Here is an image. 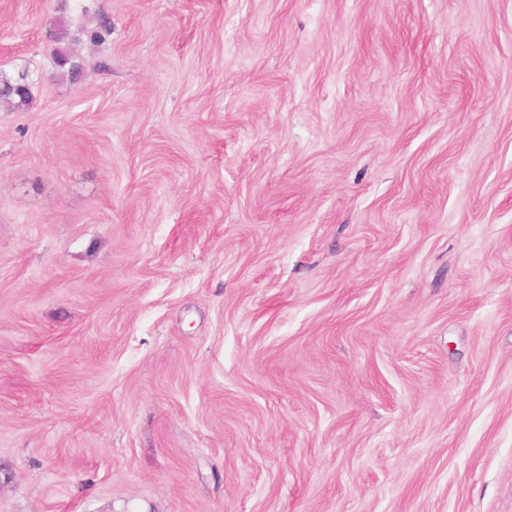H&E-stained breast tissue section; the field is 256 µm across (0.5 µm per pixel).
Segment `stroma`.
<instances>
[{"mask_svg":"<svg viewBox=\"0 0 512 512\" xmlns=\"http://www.w3.org/2000/svg\"><path fill=\"white\" fill-rule=\"evenodd\" d=\"M20 70L0 512H512V0H0ZM65 36L66 32L61 29L52 34L53 40L58 44L54 50L55 63L61 76L66 75L70 79H75L82 69V64L76 61L67 50L60 47Z\"/></svg>","mask_w":512,"mask_h":512,"instance_id":"obj_1","label":"stroma"}]
</instances>
